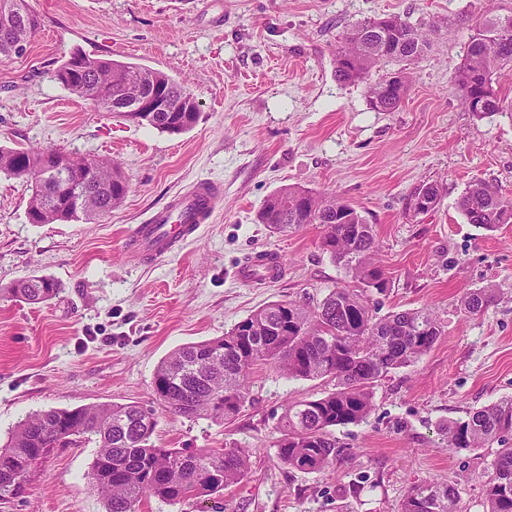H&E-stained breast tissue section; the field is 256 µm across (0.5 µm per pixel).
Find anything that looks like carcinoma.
<instances>
[{
	"label": "carcinoma",
	"instance_id": "carcinoma-1",
	"mask_svg": "<svg viewBox=\"0 0 512 512\" xmlns=\"http://www.w3.org/2000/svg\"><path fill=\"white\" fill-rule=\"evenodd\" d=\"M0 17V55L8 56L17 41L31 42L41 18L29 0H7ZM466 55L452 73L468 111L484 118L512 107L499 91L498 77L512 71V12L489 8L471 19ZM425 22L393 14L366 18L351 25L336 44V80L344 84L369 81L371 108L393 112L412 80L407 66L422 59L430 47ZM71 94L90 99L104 91L101 105L128 120L170 134L192 128L198 105L187 87L164 71L71 52L54 72ZM161 90L172 111L140 115L131 111L136 94ZM48 147L0 148V172L33 182L27 212L43 224L70 222L61 183L93 197L83 219L102 220L118 208L128 192L120 167L106 158L73 156L65 180L41 179L35 170ZM93 165L99 179L87 178ZM470 224L488 231L512 223V199L494 184L475 179L458 200ZM257 221L277 233L296 232L320 224L321 250L344 270L358 288L336 287L316 306L292 300L265 305L239 321L223 336L185 344L157 366L152 392L169 412L187 420L201 417L232 421L249 402L250 376L269 364L299 379L334 383L324 396L288 405L280 419L277 458L288 468L318 472L340 455L333 429L362 423L374 404L371 388L393 370L411 365L428 353L442 335L436 316L413 309L377 317L367 292L386 291L389 279L377 258L372 229L356 209L334 192H313L285 186L270 195ZM57 283L45 276L23 279L0 288V297L40 304L56 298ZM492 286L475 288L462 299L464 311L477 316L499 300ZM153 410L137 403L91 404L74 409H49L27 416L0 446V500L20 497L36 469L59 448L93 444L97 448L88 477L102 497L105 512H137L146 496L173 506L223 494L247 473L249 450L235 446L183 450L158 448ZM448 448L474 450L496 443L485 487L484 512H512V396L475 408L446 427ZM401 512H458L455 485L418 484L406 495Z\"/></svg>",
	"mask_w": 512,
	"mask_h": 512
}]
</instances>
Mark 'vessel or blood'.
Masks as SVG:
<instances>
[{
  "label": "vessel or blood",
  "instance_id": "1",
  "mask_svg": "<svg viewBox=\"0 0 512 512\" xmlns=\"http://www.w3.org/2000/svg\"><path fill=\"white\" fill-rule=\"evenodd\" d=\"M223 196L220 185L200 179L186 191L175 194L163 208L153 212L146 223L133 232L130 246L150 259H163L177 250L180 242L194 235L201 224L207 223ZM282 269L271 264L267 256H259L243 267L238 277L253 282L264 277H279Z\"/></svg>",
  "mask_w": 512,
  "mask_h": 512
}]
</instances>
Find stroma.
Instances as JSON below:
<instances>
[{
  "label": "stroma",
  "mask_w": 512,
  "mask_h": 512,
  "mask_svg": "<svg viewBox=\"0 0 512 512\" xmlns=\"http://www.w3.org/2000/svg\"><path fill=\"white\" fill-rule=\"evenodd\" d=\"M41 27L26 55L0 58V146L59 148L109 157L129 192L104 221L32 224L29 183L0 173V288L30 276L61 291L45 304L0 298V444L28 415L52 408L137 402L154 408L161 448L248 449L250 469L226 487L224 512H400L421 483L458 485L461 512H484L497 445L447 446L443 428L512 395V224L467 223L457 201L482 178L512 198V117L469 112L451 81L471 28L465 15L512 0H30ZM400 14L435 24L412 65L397 111L371 109L366 84L334 75L337 40L364 18ZM167 72L195 98L199 117L171 135L114 117L54 79L74 49ZM199 179L219 183L211 221L180 251L154 262L127 239L169 198ZM438 185L434 211L405 198ZM284 186L341 195L372 224L389 277L369 303L377 316L431 309L438 342L373 388L367 419L335 431L342 447L319 473L277 459L286 406L331 390L258 366L250 401L226 423L177 417L157 404V365L181 345L223 336L274 301L314 304L348 282L320 248L322 227L271 233L257 221ZM277 252L281 277L245 284L238 268ZM489 284L499 301L468 316L463 295ZM94 446L58 449L22 497L0 512H104L87 474Z\"/></svg>",
  "instance_id": "35a3bbf8"
}]
</instances>
